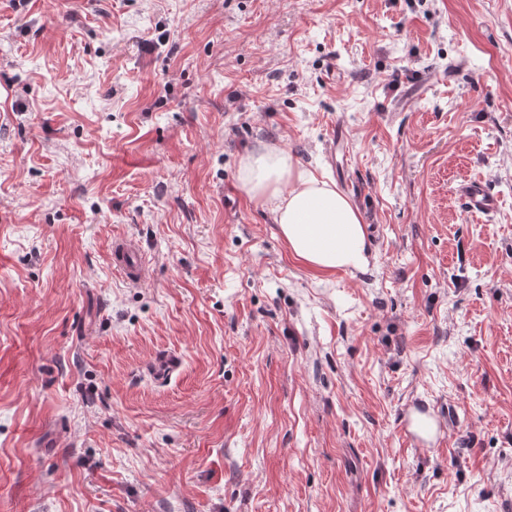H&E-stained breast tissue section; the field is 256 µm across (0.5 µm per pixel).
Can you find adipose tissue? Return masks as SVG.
<instances>
[{
    "label": "adipose tissue",
    "instance_id": "ef3b65f1",
    "mask_svg": "<svg viewBox=\"0 0 512 512\" xmlns=\"http://www.w3.org/2000/svg\"><path fill=\"white\" fill-rule=\"evenodd\" d=\"M241 190L270 210L291 253L316 270H360L368 241L359 210L335 181L295 163L282 148L264 146L239 161Z\"/></svg>",
    "mask_w": 512,
    "mask_h": 512
}]
</instances>
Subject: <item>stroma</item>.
I'll use <instances>...</instances> for the list:
<instances>
[{
  "label": "stroma",
  "instance_id": "35a3bbf8",
  "mask_svg": "<svg viewBox=\"0 0 512 512\" xmlns=\"http://www.w3.org/2000/svg\"><path fill=\"white\" fill-rule=\"evenodd\" d=\"M268 143L364 269L249 201ZM0 512H512V0H0ZM241 190L271 211L291 253L316 270H360L368 241L359 210L329 176L295 163L282 148L264 146L239 161ZM458 195L465 211L472 216H490L497 210V199L482 180H472L461 185ZM113 263L124 274L129 284L136 285L142 279L144 265L139 246L133 240L115 244ZM400 431L415 446L429 445L446 434V423L435 406L416 400L402 411Z\"/></svg>",
  "mask_w": 512,
  "mask_h": 512
}]
</instances>
